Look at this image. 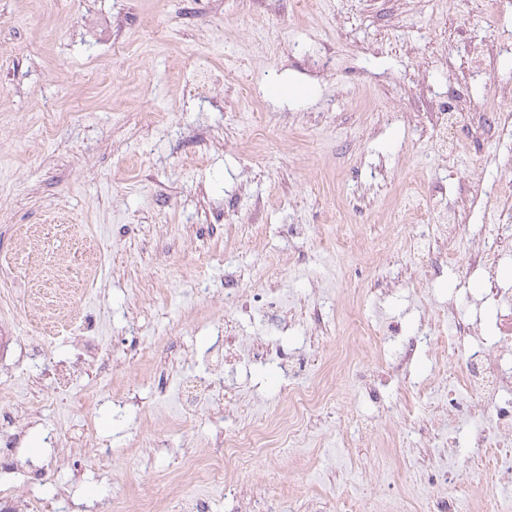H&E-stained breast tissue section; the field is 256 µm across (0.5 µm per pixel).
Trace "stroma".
I'll return each instance as SVG.
<instances>
[{
  "label": "stroma",
  "mask_w": 512,
  "mask_h": 512,
  "mask_svg": "<svg viewBox=\"0 0 512 512\" xmlns=\"http://www.w3.org/2000/svg\"><path fill=\"white\" fill-rule=\"evenodd\" d=\"M512 30V0H0V332L14 337L0 368V397L48 399L14 458L0 459V504L39 498L64 512H99L107 499L143 512L148 484L164 486L158 512H230L229 489L196 476L181 447L215 453L229 428L249 430L288 409V383L255 367L228 422L224 401L184 420L186 380L199 373L217 324L273 345L307 343L297 384L312 388L336 359L343 329L416 331L435 320L423 375L411 388L379 349L353 360L383 377L382 416L358 381L332 386L331 402L302 443L274 438L246 483L270 485L286 512L313 498L329 512H368L402 494L416 474L410 448L448 392L447 308L454 288H486L454 264L419 293L379 298L384 279L419 277L407 251L417 225L439 237L451 205L470 207L456 242L497 223L501 164L512 139L476 142L454 159L432 150L425 98L463 93L481 105L472 41ZM223 73L216 90L196 69ZM294 87L291 95L280 86ZM86 243L103 261L88 266ZM249 290L277 283L296 319L275 329L231 313L224 280ZM321 313L312 327L311 309ZM57 358L95 337L108 369L82 366L65 392L28 365L42 336ZM128 389L122 410L103 396ZM358 436H351L355 421ZM69 442L50 447L49 433ZM42 463L30 480L28 461ZM459 512L512 499L453 470Z\"/></svg>",
  "instance_id": "stroma-1"
}]
</instances>
